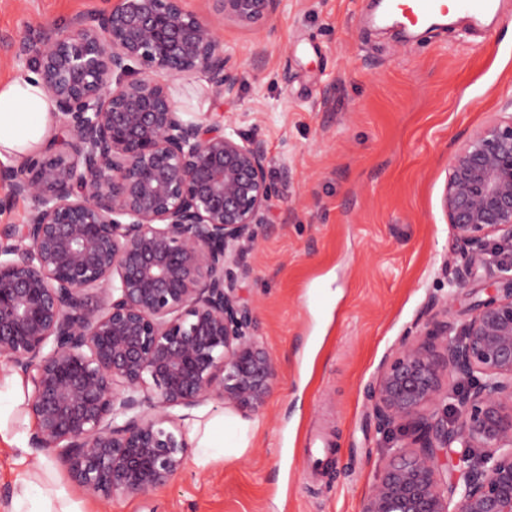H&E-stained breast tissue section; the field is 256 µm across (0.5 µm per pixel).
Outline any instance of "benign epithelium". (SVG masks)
I'll return each instance as SVG.
<instances>
[{"mask_svg":"<svg viewBox=\"0 0 512 512\" xmlns=\"http://www.w3.org/2000/svg\"><path fill=\"white\" fill-rule=\"evenodd\" d=\"M206 2L253 27L282 0ZM14 59L65 136L0 165L9 198L32 202L0 226V354L31 388V447L86 495L146 497L184 467L177 410L256 412L273 391L277 362L239 287L278 197L267 149L177 105L176 79L237 87L222 35L185 0H105ZM441 203L463 261L450 287L478 259L500 288L456 332L429 318L383 364L372 413L409 452L379 467L361 512H512V114L454 152Z\"/></svg>","mask_w":512,"mask_h":512,"instance_id":"1","label":"benign epithelium"}]
</instances>
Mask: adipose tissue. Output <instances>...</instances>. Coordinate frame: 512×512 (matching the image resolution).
Instances as JSON below:
<instances>
[{
	"label": "adipose tissue",
	"mask_w": 512,
	"mask_h": 512,
	"mask_svg": "<svg viewBox=\"0 0 512 512\" xmlns=\"http://www.w3.org/2000/svg\"><path fill=\"white\" fill-rule=\"evenodd\" d=\"M55 106L35 77H15L0 82V162L20 164L53 130ZM27 400L23 378L0 375V441L25 448L26 431L17 427L21 406ZM254 423H225L216 417L197 425L193 432L197 469H206L219 454L241 455L250 445ZM12 512H83L79 501L64 488L24 482L12 500Z\"/></svg>",
	"instance_id": "obj_1"
}]
</instances>
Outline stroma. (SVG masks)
<instances>
[{
  "label": "stroma",
  "mask_w": 512,
  "mask_h": 512,
  "mask_svg": "<svg viewBox=\"0 0 512 512\" xmlns=\"http://www.w3.org/2000/svg\"><path fill=\"white\" fill-rule=\"evenodd\" d=\"M100 0H0V81L20 76L11 42L66 31ZM224 34L234 99L183 83L186 111L263 138L269 172L290 176L244 257L243 296L278 361L271 396L241 456L192 464L149 498H85L87 512H360L395 449L369 391L431 304L461 325L497 286L461 266L441 206L448 163L470 133L512 111V22L491 34L464 16L412 35L376 26L372 0H284L271 23L243 28L186 0ZM69 486L50 453L0 444V491L43 474Z\"/></svg>",
  "instance_id": "1"
}]
</instances>
